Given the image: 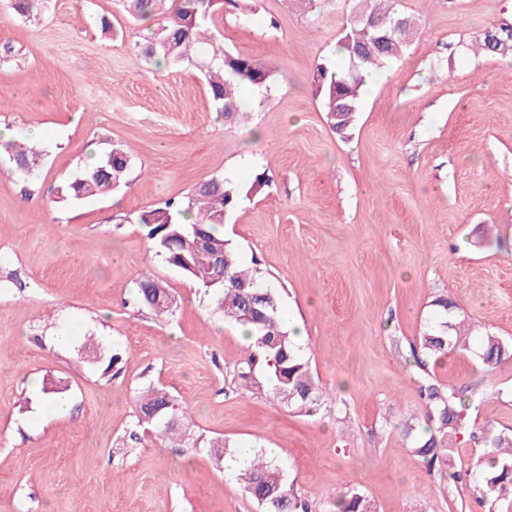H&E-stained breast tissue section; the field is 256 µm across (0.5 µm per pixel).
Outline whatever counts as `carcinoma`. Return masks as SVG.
Wrapping results in <instances>:
<instances>
[{"mask_svg": "<svg viewBox=\"0 0 512 512\" xmlns=\"http://www.w3.org/2000/svg\"><path fill=\"white\" fill-rule=\"evenodd\" d=\"M123 11L142 20L157 21V33L142 52L158 68L194 67L207 84L217 110L228 117L246 112L242 89L261 88L270 82L271 68L264 62L230 53L216 44L211 30L216 13L231 5L241 13L252 10L251 0H119ZM367 13L384 24L402 18L406 34L380 50L373 46L372 28L348 22L340 33L337 52L342 64H323L314 77L315 94L325 108L326 121L340 138L351 136L359 111L365 74L383 69L408 51L414 35V23L397 8L398 0H363ZM360 49L357 80L348 71L352 51ZM476 51L486 55L512 52V42L491 44L485 35ZM5 149L14 167L29 173L36 165V155L13 142ZM130 162L118 147L103 154L94 165L84 167L74 179L59 188V198L78 201L104 195L126 180ZM239 190L220 178L200 183L183 200H169L160 207L142 211L137 222L152 241L155 254L168 265L210 292L224 318L245 328L252 351L238 377L253 379V365L261 361L266 381L277 395L289 396L288 405L310 412L319 401L310 375L308 361L283 326L280 300L268 288L257 287L256 275L244 266L238 254L224 240L226 214L237 204ZM137 297L156 315L170 314L174 297L159 279L140 274L136 279ZM480 358L489 369L512 361V342L487 332L479 337ZM415 363L426 368V360L449 354L473 353L471 336L461 323L445 320L420 336L419 349H411ZM426 401L428 438L416 443L413 452L433 467L454 453L453 439L467 427L465 396L427 379L420 385ZM178 404L163 391H150L141 405L137 425H156L159 439L179 437L191 442L185 424L175 422ZM485 453L479 471L481 498L496 503L508 499L512 505V435L488 429L484 436ZM244 489L264 512H308L298 499L278 465L263 453L252 454L239 473ZM336 512H375L373 504L358 492L336 499Z\"/></svg>", "mask_w": 512, "mask_h": 512, "instance_id": "carcinoma-1", "label": "carcinoma"}]
</instances>
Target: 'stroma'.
<instances>
[{
    "instance_id": "1",
    "label": "stroma",
    "mask_w": 512,
    "mask_h": 512,
    "mask_svg": "<svg viewBox=\"0 0 512 512\" xmlns=\"http://www.w3.org/2000/svg\"><path fill=\"white\" fill-rule=\"evenodd\" d=\"M355 7L255 0L249 17H217L226 50L275 68L227 120L195 69L140 56L154 24L117 0H45L31 18L0 0V125L19 141L39 130L42 155L26 177L0 156V512H262L237 474L269 448L309 512H336L347 491L376 512H506L479 503L472 472L479 431L512 434V363L451 356L423 371L410 348L446 320L440 298L473 335L512 340V56L471 49L512 23V0H400L418 19L411 48L365 89L343 141L312 79ZM115 145L125 183L57 202ZM219 175L243 191L225 239L304 334L314 412L277 397L263 368L241 385L240 328L130 219ZM141 272L173 294L168 319L138 303ZM427 376L465 395L471 430L435 469L413 451ZM152 388L176 397L200 447L136 428ZM58 395L67 416L47 405Z\"/></svg>"
}]
</instances>
